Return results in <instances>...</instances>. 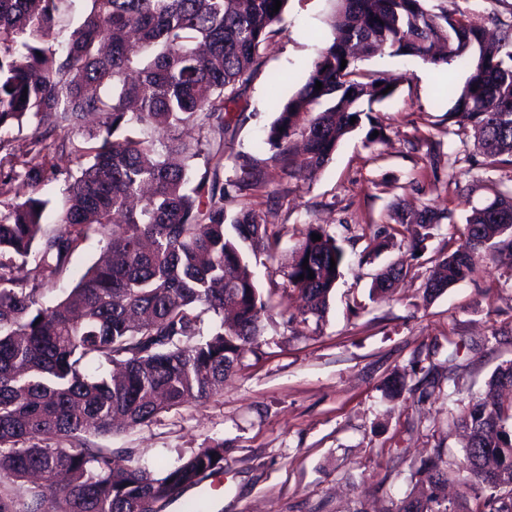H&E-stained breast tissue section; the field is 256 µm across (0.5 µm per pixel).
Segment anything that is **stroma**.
<instances>
[{
    "label": "stroma",
    "instance_id": "35a3bbf8",
    "mask_svg": "<svg viewBox=\"0 0 512 512\" xmlns=\"http://www.w3.org/2000/svg\"><path fill=\"white\" fill-rule=\"evenodd\" d=\"M479 26L489 14L512 21V0H431ZM333 0H289L280 30L234 107L226 134L224 179L250 157L262 158L274 101L304 82L309 62L329 38ZM361 66L385 78L392 94L374 103L384 139L366 144L357 129L327 165L299 186L276 179L252 197L266 223L280 231L278 255L291 253L308 225H322L344 252L342 275L323 318L298 316L300 299L278 263L265 256L250 268L273 311L252 352L224 382L221 395L161 413L144 425L96 437L116 458L164 473L199 448L223 442L224 470L188 488L160 512H188L206 495L209 512H389L408 493L412 474L433 449L462 456L452 423L457 399L483 390L512 361V271L482 259L472 276L431 301L422 298L426 271L455 250L454 226L480 202L481 181L512 187V166L489 169L473 142L448 132V85L465 69L440 71L418 60L375 55ZM402 201L453 213L418 255L407 244L373 251L391 229ZM91 235L64 278L44 293L61 300L98 258ZM404 259L408 275L386 297L370 294L379 271ZM404 379L407 391L385 398L382 385Z\"/></svg>",
    "mask_w": 512,
    "mask_h": 512
}]
</instances>
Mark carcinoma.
Wrapping results in <instances>:
<instances>
[{
  "label": "carcinoma",
  "instance_id": "cac0c4a2",
  "mask_svg": "<svg viewBox=\"0 0 512 512\" xmlns=\"http://www.w3.org/2000/svg\"><path fill=\"white\" fill-rule=\"evenodd\" d=\"M334 2L331 40L298 91L274 106L268 156L245 161L226 185L232 106L288 0L276 13L274 0H0V180L22 190L0 201V512H159L223 469L222 441L159 475L117 464L89 437L222 393L271 310L249 255L275 260L279 243L251 205L226 213L228 187L247 196L270 169L307 179L364 117L366 141L382 139L362 105L387 98L388 82L362 81L358 61L386 50L435 68L466 64L464 84L448 86L451 133L473 137L488 166L512 164V22L492 16L499 35L490 42L465 14L437 12L428 0ZM26 126L33 132L17 152L15 133ZM60 175L67 207L49 230L48 201L36 190ZM482 189L464 247L428 270L424 299L469 278L480 257L512 260V190L494 181ZM444 219L454 223L450 211L395 210V224L418 227L414 251ZM92 229L104 258L62 300L43 305V290L68 271ZM343 258L322 225H308L283 270L301 315L323 317ZM407 273L403 260L392 263L373 291L388 293ZM505 390L512 361L452 416L468 435L462 460L434 449L425 488L388 512H512ZM35 475L39 482L13 489ZM461 476L474 494L448 499V483Z\"/></svg>",
  "mask_w": 512,
  "mask_h": 512
}]
</instances>
